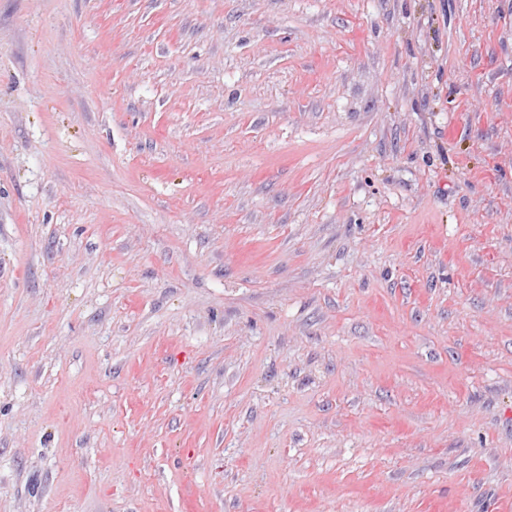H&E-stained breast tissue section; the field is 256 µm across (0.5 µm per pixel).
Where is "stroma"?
Segmentation results:
<instances>
[{
    "instance_id": "35a3bbf8",
    "label": "stroma",
    "mask_w": 512,
    "mask_h": 512,
    "mask_svg": "<svg viewBox=\"0 0 512 512\" xmlns=\"http://www.w3.org/2000/svg\"><path fill=\"white\" fill-rule=\"evenodd\" d=\"M0 512H512V0H0Z\"/></svg>"
}]
</instances>
